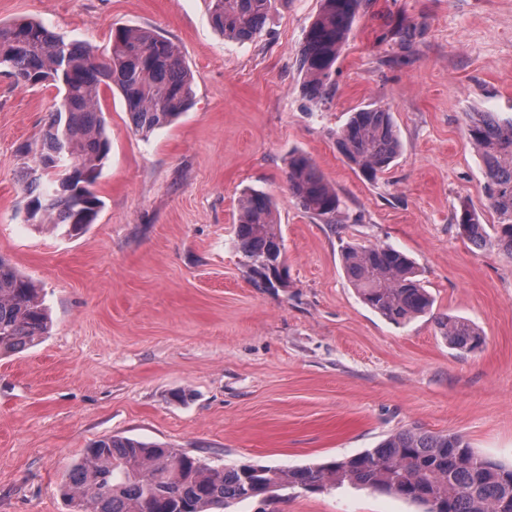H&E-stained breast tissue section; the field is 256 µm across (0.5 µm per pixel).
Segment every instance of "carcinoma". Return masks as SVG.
<instances>
[{
    "instance_id": "obj_1",
    "label": "carcinoma",
    "mask_w": 512,
    "mask_h": 512,
    "mask_svg": "<svg viewBox=\"0 0 512 512\" xmlns=\"http://www.w3.org/2000/svg\"><path fill=\"white\" fill-rule=\"evenodd\" d=\"M280 0H210L215 28L224 38L253 39ZM300 49L302 91L321 103L331 97L333 67L348 41L361 0H321ZM0 64L16 84L53 86L62 93L49 113L39 143L24 153L47 167L49 187L33 199L28 219L65 224L79 232L95 221V185L111 142L102 111L105 91L118 88L135 132L146 136L170 124L189 107L192 75L178 46L141 28L112 31L106 55L85 44L65 42L38 21L0 23ZM465 133L480 153L483 192L498 223L492 231L465 208L459 234L480 250L512 258V119L491 112L467 116ZM336 149L369 181L386 171L400 152L391 112L369 104L336 131ZM288 189L297 206L326 224L344 217L336 189L309 157L288 158ZM56 197L43 205L44 198ZM236 239L249 276L259 288L288 287V267L274 201L249 191L240 201ZM343 269L365 305L401 326L430 313L431 294L415 263L389 244L348 245ZM439 335L460 353L485 344L471 321L443 315ZM50 318L41 290L0 256V355L17 353L47 336ZM349 484L425 507V512H512V468L476 456L460 437L419 427L388 435L376 447L326 463L276 469L242 464L212 466L162 444L112 436L93 442L68 475L65 495L75 512H224L246 501L274 505L293 494L323 493Z\"/></svg>"
}]
</instances>
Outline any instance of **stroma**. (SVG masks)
Returning <instances> with one entry per match:
<instances>
[{"label": "stroma", "instance_id": "obj_1", "mask_svg": "<svg viewBox=\"0 0 512 512\" xmlns=\"http://www.w3.org/2000/svg\"><path fill=\"white\" fill-rule=\"evenodd\" d=\"M320 0H287L263 32L225 40L209 0H0V23L33 19L65 42L109 46L120 26L177 44L193 102L142 136L120 91L102 101L111 151L86 232L28 221L22 144L57 91L0 67V256L42 290L51 329L0 356V512H71L69 469L99 439L159 442L213 465L277 468L339 459L419 425L462 436L512 466V258L463 238L455 215L493 224L470 112L512 118V0H363L329 103L301 91L299 50ZM368 104L389 110L400 153L365 180L336 131ZM309 156L348 219L296 205L286 170ZM277 205L289 284L256 287L238 251L243 191ZM390 244L416 263L430 315L395 326L365 307L341 262L346 243ZM475 323L460 355L435 318ZM280 512H421L345 485L294 494Z\"/></svg>", "mask_w": 512, "mask_h": 512}]
</instances>
